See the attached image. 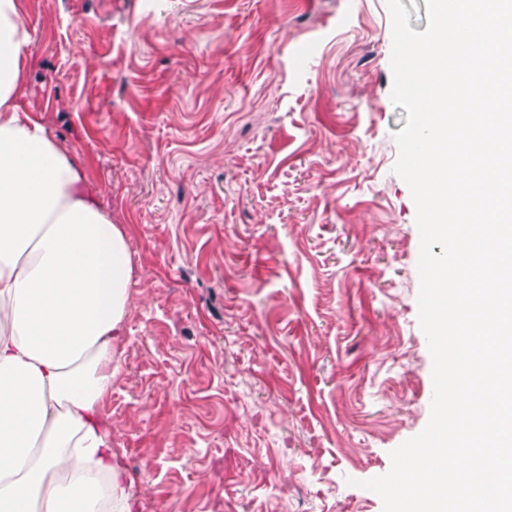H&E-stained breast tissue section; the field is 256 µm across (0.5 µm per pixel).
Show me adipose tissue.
<instances>
[{"mask_svg": "<svg viewBox=\"0 0 512 512\" xmlns=\"http://www.w3.org/2000/svg\"><path fill=\"white\" fill-rule=\"evenodd\" d=\"M30 41L20 0H0V512H131L100 412L128 241L21 102Z\"/></svg>", "mask_w": 512, "mask_h": 512, "instance_id": "ef3b65f1", "label": "adipose tissue"}]
</instances>
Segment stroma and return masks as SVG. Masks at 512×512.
Masks as SVG:
<instances>
[{"mask_svg":"<svg viewBox=\"0 0 512 512\" xmlns=\"http://www.w3.org/2000/svg\"><path fill=\"white\" fill-rule=\"evenodd\" d=\"M26 105L133 267V512H382L430 416L387 0H21Z\"/></svg>","mask_w":512,"mask_h":512,"instance_id":"1","label":"stroma"}]
</instances>
